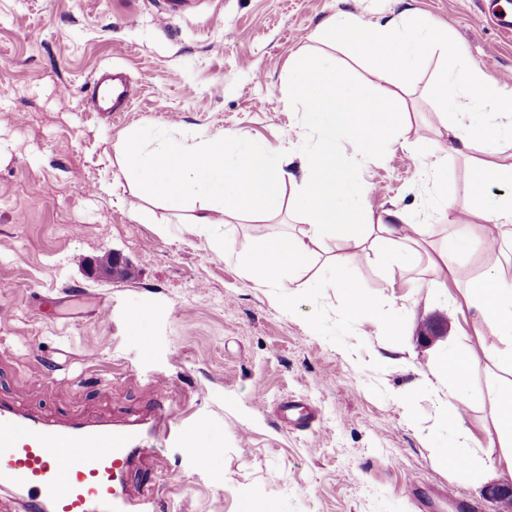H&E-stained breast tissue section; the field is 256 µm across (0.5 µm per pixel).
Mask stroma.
Masks as SVG:
<instances>
[{
  "instance_id": "obj_1",
  "label": "stroma",
  "mask_w": 512,
  "mask_h": 512,
  "mask_svg": "<svg viewBox=\"0 0 512 512\" xmlns=\"http://www.w3.org/2000/svg\"><path fill=\"white\" fill-rule=\"evenodd\" d=\"M159 0H0V401L22 400L48 421L124 420L163 406L176 427L212 436L222 454L210 467L168 441L137 480L153 481L160 512H240L242 495L278 502L282 512H427L424 499L449 488L476 512H496L486 465H442V412L448 390L423 373L434 358L497 341L492 323L459 312L461 289L492 261L463 257L456 276L427 259L411 268L380 263L366 246L325 240L298 276L291 310L249 280L241 263L260 236L297 231L289 207L264 222L228 219L235 255L180 232L200 200L173 210L142 200L121 172L114 146L132 132L196 142L237 134L240 143L297 147L309 123L288 101V63L300 51L324 56L355 84L381 79L336 36L317 37L333 15L365 23L411 16L448 30L454 43L512 89V0H190L168 20ZM444 61L422 57L403 96L408 146L383 149L370 166L337 134L336 173L376 183L360 206L405 210L436 227L465 220L473 205L471 157L449 148L448 125L427 87ZM123 71L129 112L97 111L90 94L106 70ZM448 147L442 182L425 173L419 144ZM453 208L440 215L435 189ZM126 275H89L107 253ZM352 255L358 288L391 330L362 329L344 314L334 257ZM108 317H99L100 309ZM145 310L140 334L129 317ZM175 388L161 402L148 385ZM490 377L469 374L465 426L478 438L493 428ZM294 397L314 410L294 430L278 415Z\"/></svg>"
}]
</instances>
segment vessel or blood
Listing matches in <instances>:
<instances>
[{
  "instance_id": "1",
  "label": "vessel or blood",
  "mask_w": 512,
  "mask_h": 512,
  "mask_svg": "<svg viewBox=\"0 0 512 512\" xmlns=\"http://www.w3.org/2000/svg\"><path fill=\"white\" fill-rule=\"evenodd\" d=\"M93 94L115 115L129 109L128 92L117 79L96 80ZM172 422L161 410L117 423H58L0 402V486L26 488L23 512H158L153 486L129 488L137 462L172 438L193 458L214 452Z\"/></svg>"
}]
</instances>
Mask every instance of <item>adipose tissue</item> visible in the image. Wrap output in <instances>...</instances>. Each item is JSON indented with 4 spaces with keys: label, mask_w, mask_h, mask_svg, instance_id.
Returning a JSON list of instances; mask_svg holds the SVG:
<instances>
[{
    "label": "adipose tissue",
    "mask_w": 512,
    "mask_h": 512,
    "mask_svg": "<svg viewBox=\"0 0 512 512\" xmlns=\"http://www.w3.org/2000/svg\"><path fill=\"white\" fill-rule=\"evenodd\" d=\"M323 30L349 37L353 52L363 57L379 75L399 88H406L419 63L428 53L449 57L450 65L433 80L429 94L440 114L448 120V134L458 152L479 150L472 192L474 224H452L439 251L446 270H454L461 256L475 248L492 252L494 240L512 241V195L490 196L485 182H512V164L496 163L502 143L512 142V93L503 92L488 73L472 62L454 56L448 37L426 18L404 24L386 20L370 26L353 15L342 14L326 21ZM288 86L293 100L304 104L312 127L326 135L345 129L354 156L362 165L373 163L382 144L405 143L406 126L396 110V98L385 90H371L337 76L328 61L301 53L288 69ZM492 111H479L483 101ZM227 140L213 137L192 145L156 138L144 145L140 135L123 138L117 145L118 163L135 177V189L143 198L163 199L171 208L198 198L202 206L188 223L190 231L205 237L218 254L232 257L226 239L224 218L232 214L266 220L282 205L304 213L307 224L296 234L263 236L250 247L246 271L260 287L274 289L283 309L293 300V275L303 269L316 248L328 238L356 240L377 251L379 259L403 266L412 265L419 248L431 245L433 227L412 223L396 208L374 214L359 205L369 187L346 181L336 174L328 146L306 148L283 154L268 145L243 147L228 157ZM349 221L337 223V214ZM493 223L496 239L482 237V222ZM338 282L346 290L347 313L357 323L374 319V303L361 301L355 286L351 255L336 261ZM466 306L475 316L492 322L500 345L483 350L489 371L497 372L491 402L494 434L479 440L464 430L468 372L472 357L447 355L427 375L428 380L447 384L451 400L442 419L453 438L439 449L438 460L453 457L470 460L480 445L497 449L495 467L512 476V378L503 377L506 359H512V274L495 270L467 288Z\"/></svg>",
    "instance_id": "1"
}]
</instances>
